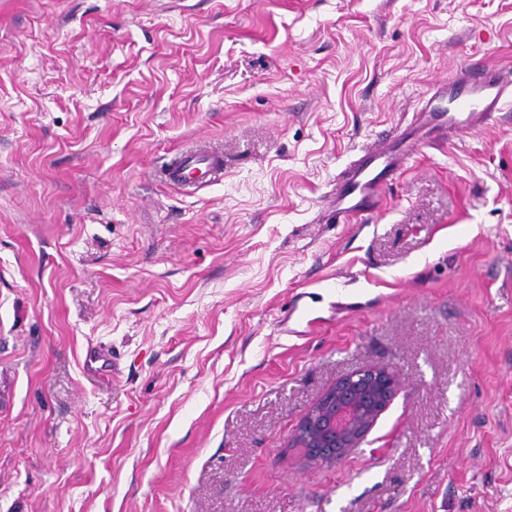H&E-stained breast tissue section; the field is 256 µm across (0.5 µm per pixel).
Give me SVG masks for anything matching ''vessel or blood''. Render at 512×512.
<instances>
[{
  "instance_id": "b4317fda",
  "label": "vessel or blood",
  "mask_w": 512,
  "mask_h": 512,
  "mask_svg": "<svg viewBox=\"0 0 512 512\" xmlns=\"http://www.w3.org/2000/svg\"><path fill=\"white\" fill-rule=\"evenodd\" d=\"M511 105L512 69L479 71L471 63L458 64L405 130L362 148L345 168L329 199L334 222L346 224L379 210L388 180L403 171L414 153L487 125ZM160 175L193 192L223 177L224 155L216 150H184ZM83 369L94 378L111 376L112 356L99 347H88Z\"/></svg>"
}]
</instances>
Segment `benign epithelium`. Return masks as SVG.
<instances>
[{
  "label": "benign epithelium",
  "instance_id": "1",
  "mask_svg": "<svg viewBox=\"0 0 512 512\" xmlns=\"http://www.w3.org/2000/svg\"><path fill=\"white\" fill-rule=\"evenodd\" d=\"M398 388L394 371L373 366L348 374L318 399L289 435L309 467L340 461L358 447Z\"/></svg>",
  "mask_w": 512,
  "mask_h": 512
}]
</instances>
